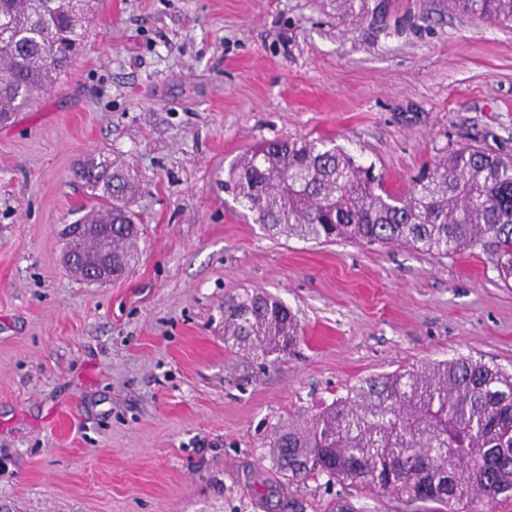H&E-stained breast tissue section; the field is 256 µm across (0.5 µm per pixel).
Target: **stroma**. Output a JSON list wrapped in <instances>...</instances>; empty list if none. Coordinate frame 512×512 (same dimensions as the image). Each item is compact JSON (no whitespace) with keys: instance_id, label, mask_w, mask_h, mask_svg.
<instances>
[{"instance_id":"obj_1","label":"stroma","mask_w":512,"mask_h":512,"mask_svg":"<svg viewBox=\"0 0 512 512\" xmlns=\"http://www.w3.org/2000/svg\"><path fill=\"white\" fill-rule=\"evenodd\" d=\"M96 0L82 55L0 126V512H325L269 431L360 380L474 355L512 372V282L481 249L274 236L222 183L246 150L334 141L401 194L449 150L512 152V30L448 0ZM101 151L139 177L125 276L87 283L60 231ZM295 313V352L224 347V298Z\"/></svg>"}]
</instances>
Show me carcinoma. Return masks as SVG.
I'll list each match as a JSON object with an SVG mask.
<instances>
[{"label":"carcinoma","mask_w":512,"mask_h":512,"mask_svg":"<svg viewBox=\"0 0 512 512\" xmlns=\"http://www.w3.org/2000/svg\"><path fill=\"white\" fill-rule=\"evenodd\" d=\"M90 0H0V114L38 104L50 77L69 66L48 62L63 38L82 44ZM343 17L367 0H329ZM448 11L512 29V0H448ZM75 176L94 212L79 224L112 227L89 235L75 269L87 270L105 245L123 276L138 262L142 227L129 209L140 185L133 169L102 152L87 154ZM273 235L369 246L409 245L439 256L478 247L504 282L512 279V154L461 145L405 194L387 189L372 166L320 138L265 142L235 161L224 181ZM296 315L278 298L241 288L224 298V346L258 359L290 352ZM269 458L290 483L326 479L358 492L394 495L417 512H483L512 498V373L472 355L370 377L316 414L272 430Z\"/></svg>","instance_id":"cac0c4a2"}]
</instances>
